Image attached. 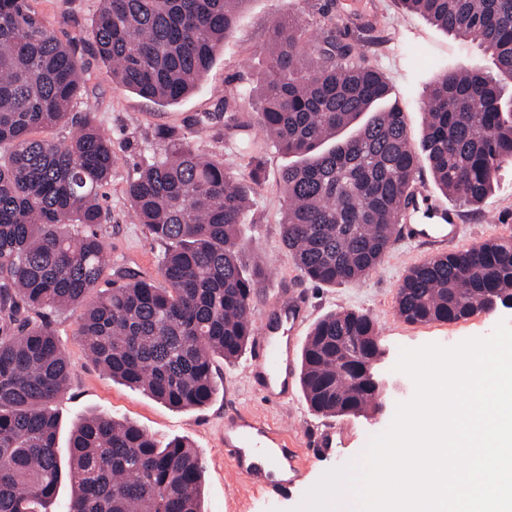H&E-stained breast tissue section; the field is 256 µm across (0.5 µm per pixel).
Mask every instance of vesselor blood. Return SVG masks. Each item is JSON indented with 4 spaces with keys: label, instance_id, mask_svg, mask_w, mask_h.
Segmentation results:
<instances>
[{
    "label": "vessel or blood",
    "instance_id": "1",
    "mask_svg": "<svg viewBox=\"0 0 512 512\" xmlns=\"http://www.w3.org/2000/svg\"><path fill=\"white\" fill-rule=\"evenodd\" d=\"M425 209L435 216V223L404 225V234L426 241L435 234L447 235L448 226L454 221L453 213L447 208L430 203L426 204ZM251 348L249 369L259 379L264 395L273 401L286 400L288 393L280 379L293 368L292 346L271 331L261 328L256 330ZM278 442V433L256 417L235 415L227 417L224 422V450L232 456L235 469L240 474L250 475L255 471L254 464L247 461V449H264Z\"/></svg>",
    "mask_w": 512,
    "mask_h": 512
}]
</instances>
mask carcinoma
<instances>
[{"label": "carcinoma", "mask_w": 512, "mask_h": 512, "mask_svg": "<svg viewBox=\"0 0 512 512\" xmlns=\"http://www.w3.org/2000/svg\"><path fill=\"white\" fill-rule=\"evenodd\" d=\"M250 0H102L92 36L112 81L157 102H179L212 66ZM447 33L473 37L496 73L465 65L425 91L419 142L407 132L383 73L366 62V33L330 9L308 22L281 16L266 48L257 124L285 167L283 246L311 282L336 286L373 272L413 203L422 164L447 197L482 204L512 166V0H398ZM75 49L32 0H0V512H47L68 479L66 512H201L203 463L186 442L162 443L107 414L84 418L58 450L52 402L71 362L45 310L83 309L78 336L112 377L178 409L206 405L214 363L237 360L253 335L252 301L265 279L240 235L249 179L197 154L190 137L160 129L161 154L126 187L135 220L164 244L163 284L138 273L99 290L112 267L97 228L114 164L95 118L72 107L83 90ZM75 124L68 138L36 137ZM512 309V237L435 255L408 269L397 314L410 324L456 322L486 299ZM375 319L326 314L301 354L300 385L322 416L368 417L381 392L368 382L382 357Z\"/></svg>", "instance_id": "cac0c4a2"}]
</instances>
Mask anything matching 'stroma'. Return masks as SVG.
<instances>
[{
	"mask_svg": "<svg viewBox=\"0 0 512 512\" xmlns=\"http://www.w3.org/2000/svg\"><path fill=\"white\" fill-rule=\"evenodd\" d=\"M328 1L250 0L198 87L179 103L166 105L113 83L112 68L97 55L91 34L98 0H34L48 28L62 41L73 44L84 65L85 88L76 111L92 113L112 142L115 162L101 199L109 219L100 232L108 244L114 270L106 274L101 288L116 282L115 270L119 267L154 278L160 275L164 247L137 223L124 193L137 169L159 155L157 128L191 135L200 154L219 160L228 172L247 174L250 158L241 148V136L234 124H254L256 119L255 109L268 69L263 47L271 23L289 13H312ZM357 11L379 20L365 48L366 60L390 84L392 99L403 110L412 139L421 136L422 100L437 75L464 64H477L489 71L494 68L478 40L439 31L418 14L401 16L395 0H362ZM252 133L258 139L262 171L244 221V233L251 242V258L261 260L269 270L268 278L253 296L255 326L270 325L300 348L314 324L327 313L366 312L376 320L385 350L378 368L389 373L401 349L430 343L451 347L468 338L489 335L500 321L512 323V309L505 308L453 323L416 325L404 322L396 313L398 287L411 266L490 238L512 237L511 167L502 170L495 191L481 207L445 199L457 216L453 239L435 243L397 236L382 263L368 277L321 287L302 276L281 242L286 200L280 176L292 158L255 125ZM279 291L285 299L304 306V319L298 325H291L282 312L273 310L270 300ZM82 314V308L77 307L49 315L72 364L67 388L53 405L61 440H68L81 418L105 413L161 441L176 438L187 442L203 461L202 512H299L306 494L327 472L360 456L370 437L385 431L391 423L387 417L375 422L363 417L317 415L298 391L286 402H270L251 379L245 356L232 364L217 362L219 390L206 406L188 411L170 408L145 392L113 380L96 364L79 341ZM230 409L254 415L279 433L289 461L299 470L291 486L273 487L269 482L235 474L232 459L224 454V413ZM326 430L342 434L339 446L329 451L316 444L317 433Z\"/></svg>",
	"mask_w": 512,
	"mask_h": 512,
	"instance_id": "35a3bbf8",
	"label": "stroma"
}]
</instances>
